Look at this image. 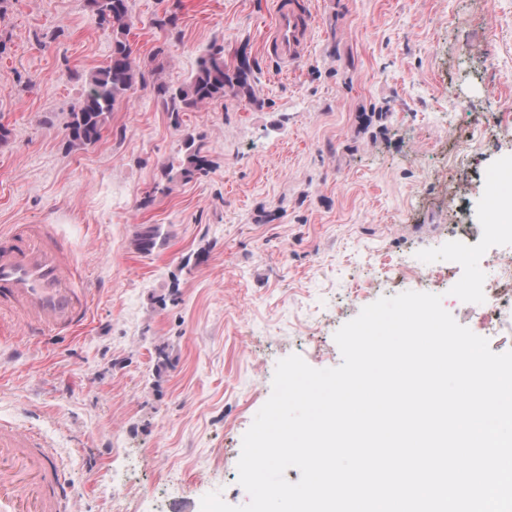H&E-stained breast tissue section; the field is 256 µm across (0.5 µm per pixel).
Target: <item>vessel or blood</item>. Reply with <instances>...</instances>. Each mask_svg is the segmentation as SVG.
Returning a JSON list of instances; mask_svg holds the SVG:
<instances>
[{"mask_svg": "<svg viewBox=\"0 0 512 512\" xmlns=\"http://www.w3.org/2000/svg\"><path fill=\"white\" fill-rule=\"evenodd\" d=\"M310 0H275L267 46L293 68L312 33ZM90 291L74 257L48 224L0 235V317H18L30 338L71 332L86 320ZM55 449L39 436L0 422V512H65L71 492Z\"/></svg>", "mask_w": 512, "mask_h": 512, "instance_id": "vessel-or-blood-1", "label": "vessel or blood"}]
</instances>
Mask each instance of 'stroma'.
Wrapping results in <instances>:
<instances>
[{"instance_id": "35a3bbf8", "label": "stroma", "mask_w": 512, "mask_h": 512, "mask_svg": "<svg viewBox=\"0 0 512 512\" xmlns=\"http://www.w3.org/2000/svg\"><path fill=\"white\" fill-rule=\"evenodd\" d=\"M311 6L309 50L287 71L266 48L274 0H130L141 65L164 47L160 78L178 84L217 42L248 54L264 106L229 97L175 123L149 80L87 148L68 147L65 126L110 31L88 0L0 10V231L53 225L92 289L74 332L32 342L20 322L0 325V418L53 442L74 512H201L213 491L247 504L242 437L277 362L340 365L335 332L381 297L442 295L493 352L512 350L511 317L486 330L456 295L489 274L457 251L488 252L484 177L512 163V0ZM167 13L169 34L153 24ZM189 137L211 167L168 179ZM151 225L165 243L144 252ZM400 260L412 274L382 276ZM362 272L378 280L350 299ZM428 272L438 279L422 284Z\"/></svg>"}]
</instances>
